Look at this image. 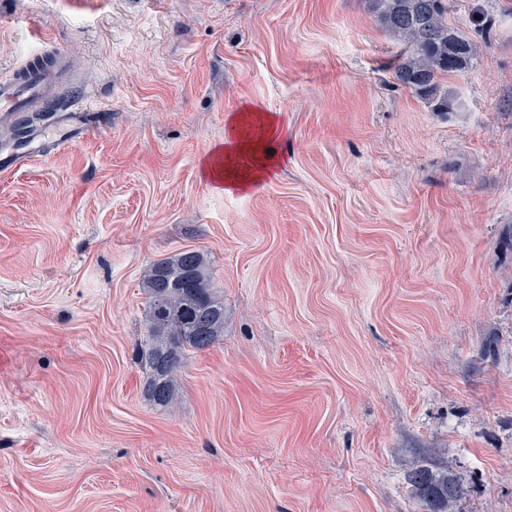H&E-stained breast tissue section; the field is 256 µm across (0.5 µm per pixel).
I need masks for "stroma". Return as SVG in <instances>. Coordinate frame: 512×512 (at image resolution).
Here are the masks:
<instances>
[{"label":"stroma","mask_w":512,"mask_h":512,"mask_svg":"<svg viewBox=\"0 0 512 512\" xmlns=\"http://www.w3.org/2000/svg\"><path fill=\"white\" fill-rule=\"evenodd\" d=\"M440 113L365 0H0V74L46 34L92 132L0 173V512H512V0ZM274 174L201 161L244 106ZM204 251L224 334L156 406L151 264ZM287 148L282 146L275 116L245 107L227 119L224 142L216 147L213 157L222 162L208 159L207 154L202 170L224 192L244 191L271 175ZM268 149H273V154L267 153ZM413 493L428 512H449L452 504L462 497L466 490L447 471L419 468L410 475Z\"/></svg>","instance_id":"stroma-1"}]
</instances>
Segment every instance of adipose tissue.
Wrapping results in <instances>:
<instances>
[{
  "label": "adipose tissue",
  "mask_w": 512,
  "mask_h": 512,
  "mask_svg": "<svg viewBox=\"0 0 512 512\" xmlns=\"http://www.w3.org/2000/svg\"><path fill=\"white\" fill-rule=\"evenodd\" d=\"M284 154L276 117L247 107L228 117L224 141L202 170L225 191L244 190L271 175Z\"/></svg>",
  "instance_id": "obj_1"
}]
</instances>
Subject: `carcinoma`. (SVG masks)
I'll return each instance as SVG.
<instances>
[{
  "label": "carcinoma",
  "instance_id": "obj_1",
  "mask_svg": "<svg viewBox=\"0 0 512 512\" xmlns=\"http://www.w3.org/2000/svg\"><path fill=\"white\" fill-rule=\"evenodd\" d=\"M383 27L405 46L392 64L394 81L437 112L450 109L441 79L468 68L475 48L448 25L446 0H366ZM142 288L148 299V347L141 360L149 368L148 393L168 406L176 378L190 351L205 350L224 335V303L212 287L206 255L186 249L155 261ZM413 493L426 512H449L466 490L446 471L419 468L410 475Z\"/></svg>",
  "mask_w": 512,
  "mask_h": 512
}]
</instances>
